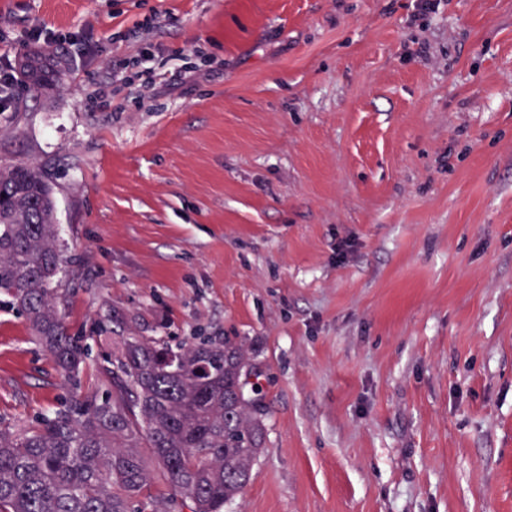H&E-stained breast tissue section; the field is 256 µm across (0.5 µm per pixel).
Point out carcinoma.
Segmentation results:
<instances>
[{
    "label": "carcinoma",
    "instance_id": "carcinoma-1",
    "mask_svg": "<svg viewBox=\"0 0 512 512\" xmlns=\"http://www.w3.org/2000/svg\"><path fill=\"white\" fill-rule=\"evenodd\" d=\"M34 49L23 77L42 91L65 71ZM56 203L34 163L0 164V294L26 317L38 344L76 379L88 357L56 306L61 258ZM249 357L231 339L174 351L157 339L112 338L102 367L110 388L22 431L0 426V512H131L152 480L142 449L191 512H224L248 485L262 452V387L244 381Z\"/></svg>",
    "mask_w": 512,
    "mask_h": 512
}]
</instances>
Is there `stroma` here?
Returning a JSON list of instances; mask_svg holds the SVG:
<instances>
[{"label": "stroma", "mask_w": 512, "mask_h": 512, "mask_svg": "<svg viewBox=\"0 0 512 512\" xmlns=\"http://www.w3.org/2000/svg\"><path fill=\"white\" fill-rule=\"evenodd\" d=\"M35 28L66 73L0 162L53 185L89 356L0 295V422L104 392L101 325L230 338L266 438L224 512H512V0H0L1 65Z\"/></svg>", "instance_id": "35a3bbf8"}]
</instances>
